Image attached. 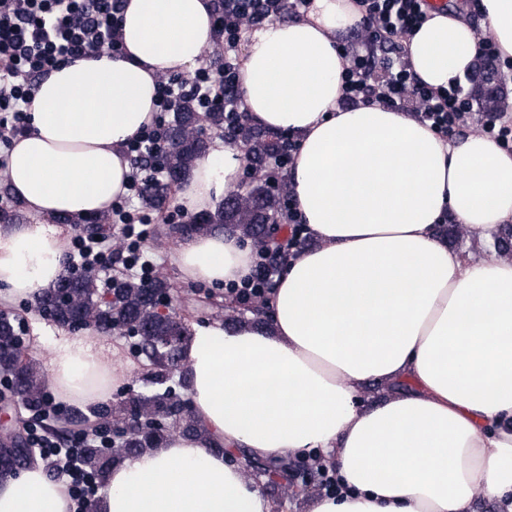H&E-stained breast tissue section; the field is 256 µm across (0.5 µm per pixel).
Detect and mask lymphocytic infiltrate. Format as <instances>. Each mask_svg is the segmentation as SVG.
Returning <instances> with one entry per match:
<instances>
[{
  "label": "lymphocytic infiltrate",
  "mask_w": 512,
  "mask_h": 512,
  "mask_svg": "<svg viewBox=\"0 0 512 512\" xmlns=\"http://www.w3.org/2000/svg\"><path fill=\"white\" fill-rule=\"evenodd\" d=\"M123 0H0V146L29 127L28 105L39 80L65 63L84 58L96 49L116 50V29ZM311 0H224L215 14V25L224 34L225 52H233L243 25L260 24L285 14L307 13ZM362 14L354 41L343 45L347 61L342 74L341 105H382L411 113L443 138L475 128L476 132L501 143L512 142V114L490 109L473 110L474 93L468 83L474 73L452 80L448 87L433 89L412 72L404 40L428 18L426 0H356ZM237 69L230 57L223 74H214L208 63H200L191 79L178 76L161 79L158 107L175 111L183 99H193L200 112L223 109L232 120L244 114L239 95ZM167 125L163 118L142 130L128 144L133 171L128 193L112 208L128 242L123 268L140 281H150L156 265L140 249L150 234V217H134V201L143 199L151 184L160 182L164 170L155 162L167 148ZM72 272L91 274L102 282L112 278V253L105 239L76 235L72 241ZM103 448L111 438L102 432H76L69 443L60 444L31 434L35 454L51 462L57 476L68 486L76 512H90L98 492L95 479L84 469L81 451L88 441Z\"/></svg>",
  "instance_id": "f902f5d3"
}]
</instances>
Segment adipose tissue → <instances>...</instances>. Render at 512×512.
I'll return each mask as SVG.
<instances>
[{"mask_svg": "<svg viewBox=\"0 0 512 512\" xmlns=\"http://www.w3.org/2000/svg\"><path fill=\"white\" fill-rule=\"evenodd\" d=\"M512 59V0L474 8ZM448 0L405 42L413 72L443 88L472 70L479 37ZM361 18L354 0H312L292 21L243 35L239 88L251 123L298 139L291 191L308 246L292 250L264 303L268 320L194 323L182 357L201 436L171 433L109 471L99 512H274L263 488L224 459L270 463L320 452L344 486L308 512H512V151L477 133L444 139L410 113L342 109L338 49ZM216 38L214 0H124L118 52L41 81L29 128L4 172L30 221L0 225V309L54 287L75 225L127 191L128 142L152 124L160 78L192 73ZM244 167L215 140L179 184L183 211L217 209ZM484 246L472 262L439 233L445 219ZM182 278L220 288L252 267L239 235L177 241ZM29 325L48 388L96 408L131 366L99 333ZM393 387L371 405L364 386ZM0 512H74L41 463L0 477Z\"/></svg>", "mask_w": 512, "mask_h": 512, "instance_id": "ef3b65f1", "label": "adipose tissue"}]
</instances>
